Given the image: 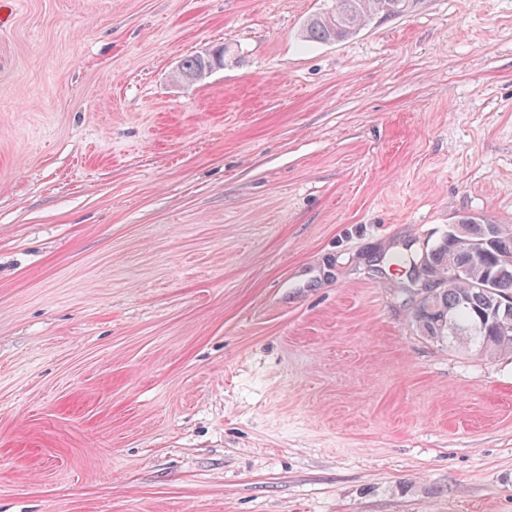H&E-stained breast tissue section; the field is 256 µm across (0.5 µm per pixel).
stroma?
Masks as SVG:
<instances>
[{"instance_id": "35a3bbf8", "label": "stroma", "mask_w": 512, "mask_h": 512, "mask_svg": "<svg viewBox=\"0 0 512 512\" xmlns=\"http://www.w3.org/2000/svg\"><path fill=\"white\" fill-rule=\"evenodd\" d=\"M333 5L0 0V512H512V354L391 262L512 226V0ZM408 0H336L330 12L310 18L303 28L306 41L330 42L342 40L358 30L378 14L388 16L403 12ZM203 63V56L202 55H191L186 57L182 62L181 65L183 67L184 72H193L199 69V67ZM181 65H178L175 71V74H180ZM213 68L211 66H206L204 68L199 69L196 73L182 76L181 81H184L185 83H195L197 81H200L204 78H206L212 71Z\"/></svg>"}]
</instances>
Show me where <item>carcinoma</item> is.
<instances>
[{"instance_id": "carcinoma-1", "label": "carcinoma", "mask_w": 512, "mask_h": 512, "mask_svg": "<svg viewBox=\"0 0 512 512\" xmlns=\"http://www.w3.org/2000/svg\"><path fill=\"white\" fill-rule=\"evenodd\" d=\"M408 0H336L333 10L310 18L302 36L311 42L342 40L378 14L403 12ZM467 234H446L426 252L425 264L440 282L420 298L413 321L422 337L458 344L486 358L512 354V317L503 319V304H512V227L462 216Z\"/></svg>"}]
</instances>
